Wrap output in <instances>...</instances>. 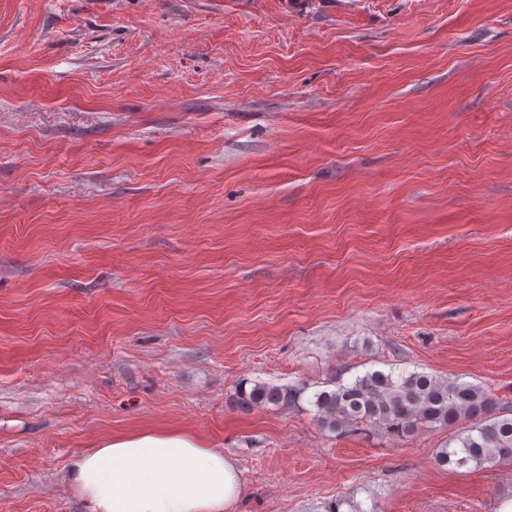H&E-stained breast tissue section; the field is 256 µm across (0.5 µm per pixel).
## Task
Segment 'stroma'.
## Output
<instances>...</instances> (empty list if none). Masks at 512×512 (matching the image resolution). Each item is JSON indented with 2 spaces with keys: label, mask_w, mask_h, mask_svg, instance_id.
Returning a JSON list of instances; mask_svg holds the SVG:
<instances>
[{
  "label": "stroma",
  "mask_w": 512,
  "mask_h": 512,
  "mask_svg": "<svg viewBox=\"0 0 512 512\" xmlns=\"http://www.w3.org/2000/svg\"><path fill=\"white\" fill-rule=\"evenodd\" d=\"M390 368L512 417V0H0V512L143 429L233 512H503L451 429L232 400ZM241 382L235 388L233 399L244 409H252L273 405L275 407H291L296 405L306 391L305 385L277 386L266 382L253 381L247 388Z\"/></svg>",
  "instance_id": "1"
}]
</instances>
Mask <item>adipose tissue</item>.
I'll return each mask as SVG.
<instances>
[{"instance_id":"ef3b65f1","label":"adipose tissue","mask_w":512,"mask_h":512,"mask_svg":"<svg viewBox=\"0 0 512 512\" xmlns=\"http://www.w3.org/2000/svg\"><path fill=\"white\" fill-rule=\"evenodd\" d=\"M67 479L86 512H231L242 485L223 451L155 430L99 440L71 460Z\"/></svg>"}]
</instances>
